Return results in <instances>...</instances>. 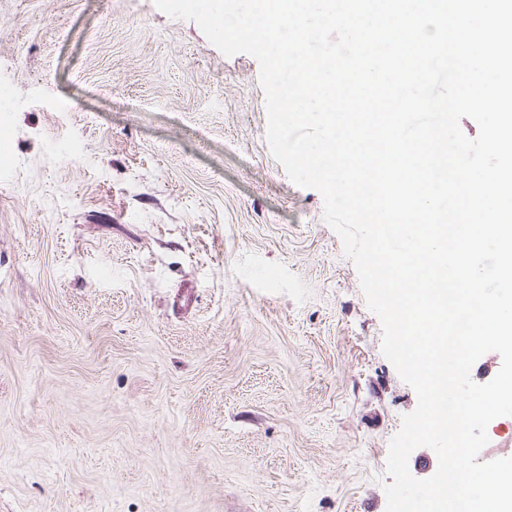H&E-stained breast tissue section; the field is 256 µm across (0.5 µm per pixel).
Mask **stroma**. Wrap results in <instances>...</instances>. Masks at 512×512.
<instances>
[{"label":"stroma","mask_w":512,"mask_h":512,"mask_svg":"<svg viewBox=\"0 0 512 512\" xmlns=\"http://www.w3.org/2000/svg\"><path fill=\"white\" fill-rule=\"evenodd\" d=\"M0 512H386L418 404L266 142L153 0H0Z\"/></svg>","instance_id":"1"}]
</instances>
